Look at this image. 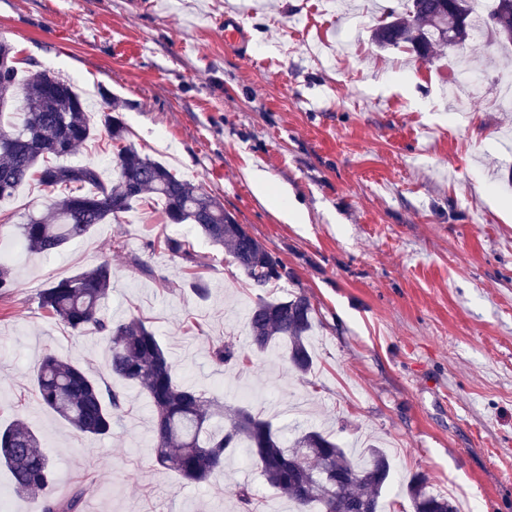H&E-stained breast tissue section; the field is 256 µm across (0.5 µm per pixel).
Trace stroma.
<instances>
[{"mask_svg":"<svg viewBox=\"0 0 512 512\" xmlns=\"http://www.w3.org/2000/svg\"><path fill=\"white\" fill-rule=\"evenodd\" d=\"M398 4L342 0L315 17L311 40L307 0H0V37L20 78L69 79L94 124L113 99L138 147L165 134L172 169L218 196L288 267L271 296L306 293L317 312L306 377L278 344L216 364L215 345L246 347L258 291L224 249L194 225L168 223L158 203L134 205L56 253L11 261L14 286L0 294V426L24 417L56 474L47 494L20 495L0 467L7 512H41L44 497L78 487L82 512H240L233 489L244 484L253 512H296L243 464L242 449L227 450L223 470L201 484L156 463L149 400L108 373L106 339L71 332L38 304L50 282L105 260L104 313L116 323L142 317L179 379L288 437L313 425L359 459L381 445L392 464L389 512H412L405 488L416 473L434 492L460 483L475 512H512V104L500 100L512 45L476 42L481 106L453 101L438 85L453 50L422 61L358 29L357 15ZM228 12L252 29L246 52L224 45ZM115 153L100 133L67 162L97 164L109 183ZM255 169L269 180L261 195ZM285 195L301 223L280 219ZM50 197L32 179L0 202V252ZM167 237L204 256L206 298L189 287L190 266L158 247ZM49 352L125 393L110 436L73 431L39 401L31 374Z\"/></svg>","mask_w":512,"mask_h":512,"instance_id":"obj_1","label":"stroma"}]
</instances>
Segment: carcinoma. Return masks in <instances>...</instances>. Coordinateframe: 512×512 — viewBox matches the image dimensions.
<instances>
[{
    "label": "carcinoma",
    "instance_id": "obj_1",
    "mask_svg": "<svg viewBox=\"0 0 512 512\" xmlns=\"http://www.w3.org/2000/svg\"><path fill=\"white\" fill-rule=\"evenodd\" d=\"M473 0H405L402 10L384 13L372 28V40L382 49H405L422 60L437 47L462 49L472 26L462 15L473 13ZM488 16L495 41L512 45V0H495ZM18 85V68L0 71V201L36 176L62 193L50 199L45 216L30 214L19 225L24 246L32 253L50 254L88 234L108 217L127 212L136 202L160 201L172 224H193L213 245L227 249L234 264L256 288H273L288 275L282 262L259 239L244 232L224 205L201 186L183 180L161 161L143 153L129 137L116 105L107 103L100 130L118 145L114 160L117 185L108 186L93 164L61 165L94 136L87 111L74 85L51 72H39L23 87L25 112L14 121L2 112ZM164 249L198 266L201 261L186 242L167 238ZM112 282L108 261L72 277L50 283L40 292V305L78 334H97L109 344L110 375L137 385L154 413L153 441L158 465L188 483L209 478L224 465L229 448H244L266 483L288 495L299 512H384L383 492L391 476L384 451L371 444L359 464L331 436L297 427L284 438L273 425L244 408H228L208 400L196 386L181 382L159 336L137 317L113 324L101 311ZM316 309L299 292L286 298L260 295L248 311L250 347L264 351L277 342L287 345L285 359L293 372H312L308 344ZM220 365L241 360V350L228 340L214 347ZM38 398L77 432L93 437L112 433V420L125 409L123 394L102 390L79 366L46 354L33 377ZM0 464L12 475L17 491H46L55 465L41 450L35 432L18 417L0 430ZM413 512H457L454 501L427 490L425 478L407 483ZM83 492L65 500L47 499L42 512H78Z\"/></svg>",
    "mask_w": 512,
    "mask_h": 512
}]
</instances>
